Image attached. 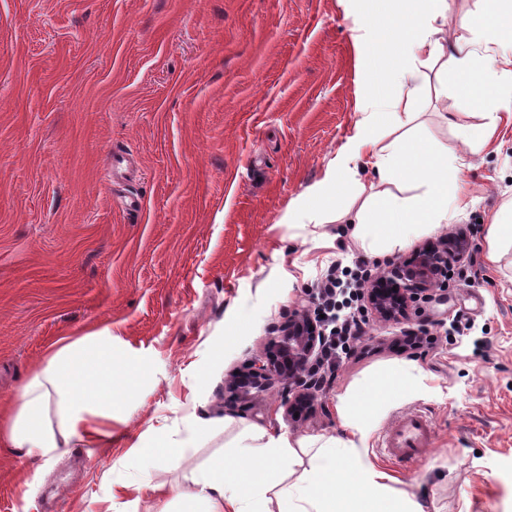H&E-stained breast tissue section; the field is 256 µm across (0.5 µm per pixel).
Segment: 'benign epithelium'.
<instances>
[{
    "label": "benign epithelium",
    "instance_id": "obj_1",
    "mask_svg": "<svg viewBox=\"0 0 512 512\" xmlns=\"http://www.w3.org/2000/svg\"><path fill=\"white\" fill-rule=\"evenodd\" d=\"M470 242L464 234L442 238L431 248L414 250L409 257L392 264L385 280L387 289L370 288L363 297L366 311L384 322H418V332H428V322L417 315L423 300L448 286V271L460 266L468 256ZM297 305L288 310L285 320L275 325L263 353L250 359L238 374L226 382V388L240 401L250 402L272 385L296 390L316 399L322 390L324 375L317 362L326 333L312 327L311 306Z\"/></svg>",
    "mask_w": 512,
    "mask_h": 512
}]
</instances>
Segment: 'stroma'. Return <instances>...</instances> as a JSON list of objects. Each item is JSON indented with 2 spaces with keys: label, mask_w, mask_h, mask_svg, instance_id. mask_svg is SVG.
I'll return each mask as SVG.
<instances>
[{
  "label": "stroma",
  "mask_w": 512,
  "mask_h": 512,
  "mask_svg": "<svg viewBox=\"0 0 512 512\" xmlns=\"http://www.w3.org/2000/svg\"><path fill=\"white\" fill-rule=\"evenodd\" d=\"M358 0H0V411L60 339L112 330L116 357L144 377L112 407V444L73 443L49 464L0 447V512H180L196 467L252 429L330 437L348 387L416 363L425 391L392 406L368 454L426 512H512V251L486 260L494 216L512 204V121L471 153L478 107L420 69L413 133L462 156L474 199L454 223L391 254L365 251L336 221L302 226L288 210L323 180L354 133L366 90L356 68ZM127 168L112 171L113 156ZM140 196L125 212L118 199ZM463 227L471 254L447 305L425 303L433 344L402 348L405 326L375 320L328 374L322 394L286 413L281 387L232 400L224 381L259 355L272 326L332 267L372 272ZM420 410L436 423L424 463L379 447L387 425ZM208 437L176 470L140 471L136 447L190 421ZM127 490L113 498L112 486ZM28 497H21L20 486Z\"/></svg>",
  "instance_id": "obj_1"
}]
</instances>
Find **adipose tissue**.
<instances>
[{"instance_id": "adipose-tissue-1", "label": "adipose tissue", "mask_w": 512, "mask_h": 512, "mask_svg": "<svg viewBox=\"0 0 512 512\" xmlns=\"http://www.w3.org/2000/svg\"><path fill=\"white\" fill-rule=\"evenodd\" d=\"M480 2L476 16L459 20L461 27L475 30V37L452 45L443 37L448 0H383L377 12L356 17L357 29L368 33L355 42L356 65L377 92L363 102L364 118L321 184L289 211V223H323L343 198L358 196V163L366 156L384 188L371 193L356 214L352 234L364 250L403 247L417 229L451 223L471 205L456 156L416 135L399 139L387 151L379 148L374 130L385 123L401 124L409 116L425 79L416 63L425 59L441 63L464 95L485 105L483 124L465 144L473 153L488 144L501 113L512 110V54L507 51L512 44V0ZM405 183L417 184L418 193L395 194V187ZM140 373L136 362H116L111 328L63 341L21 387L17 414L0 430V443L47 462L64 455L75 439L95 446L111 443L112 431L104 421L112 416L114 393L134 385ZM420 381L414 366L400 365L389 370L380 394L349 390L338 406L336 435L313 440V463L292 482L279 477L294 463L292 441L281 433L254 431L231 457L192 471L183 493L190 512H424L419 502L388 484L387 474L367 452L380 417L414 395ZM52 395L63 414L57 428L46 413ZM204 431V424H187L179 438H164L146 452L143 463L179 468Z\"/></svg>"}]
</instances>
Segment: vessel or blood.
<instances>
[{
    "label": "vessel or blood",
    "instance_id": "vessel-or-blood-1",
    "mask_svg": "<svg viewBox=\"0 0 512 512\" xmlns=\"http://www.w3.org/2000/svg\"><path fill=\"white\" fill-rule=\"evenodd\" d=\"M434 435L432 419L420 412H408L387 427L381 440L382 452L392 463L409 466L423 461Z\"/></svg>",
    "mask_w": 512,
    "mask_h": 512
}]
</instances>
